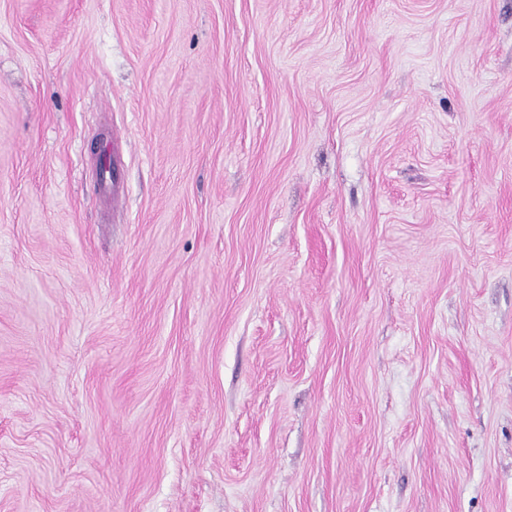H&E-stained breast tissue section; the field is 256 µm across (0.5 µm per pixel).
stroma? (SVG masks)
I'll use <instances>...</instances> for the list:
<instances>
[{
	"instance_id": "35a3bbf8",
	"label": "stroma",
	"mask_w": 512,
	"mask_h": 512,
	"mask_svg": "<svg viewBox=\"0 0 512 512\" xmlns=\"http://www.w3.org/2000/svg\"><path fill=\"white\" fill-rule=\"evenodd\" d=\"M0 512H512V0H0Z\"/></svg>"
}]
</instances>
